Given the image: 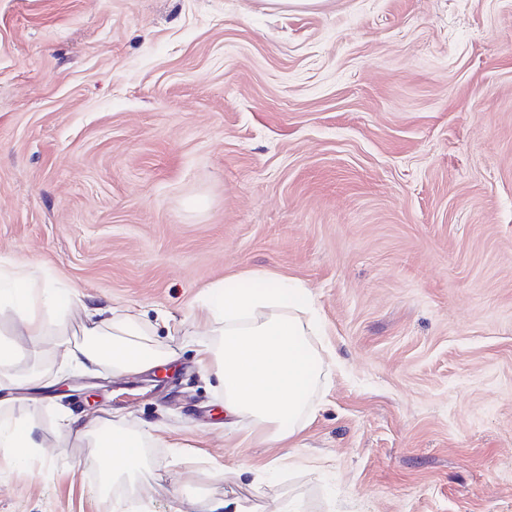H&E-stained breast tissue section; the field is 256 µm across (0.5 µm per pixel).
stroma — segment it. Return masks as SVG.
Wrapping results in <instances>:
<instances>
[{
	"instance_id": "1",
	"label": "stroma",
	"mask_w": 512,
	"mask_h": 512,
	"mask_svg": "<svg viewBox=\"0 0 512 512\" xmlns=\"http://www.w3.org/2000/svg\"><path fill=\"white\" fill-rule=\"evenodd\" d=\"M0 258L157 325L169 369L64 374L0 314L44 438L0 447V512H512V0H0ZM249 271L322 325L291 448L225 428L197 359ZM72 411L154 432L134 496Z\"/></svg>"
}]
</instances>
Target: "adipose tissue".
<instances>
[{"label":"adipose tissue","mask_w":512,"mask_h":512,"mask_svg":"<svg viewBox=\"0 0 512 512\" xmlns=\"http://www.w3.org/2000/svg\"><path fill=\"white\" fill-rule=\"evenodd\" d=\"M254 287H240L230 277L214 285L199 308L198 321L212 340L200 344L198 361L214 369L224 389L227 418L251 419L254 431L292 441L312 414V395L325 361L312 345L317 323L298 314L297 290L284 279L254 274ZM56 311L49 325L48 311ZM16 315L26 336L48 333L59 338L58 354L67 367L94 370L104 363L124 373H137L162 358L153 326L118 308L87 304L75 291L55 288L15 266L0 265V313ZM71 437L106 448L104 473H130L144 448L155 440L149 431H130L109 419L83 420L67 415ZM36 418L0 411V447L26 458L41 447Z\"/></svg>","instance_id":"1"}]
</instances>
